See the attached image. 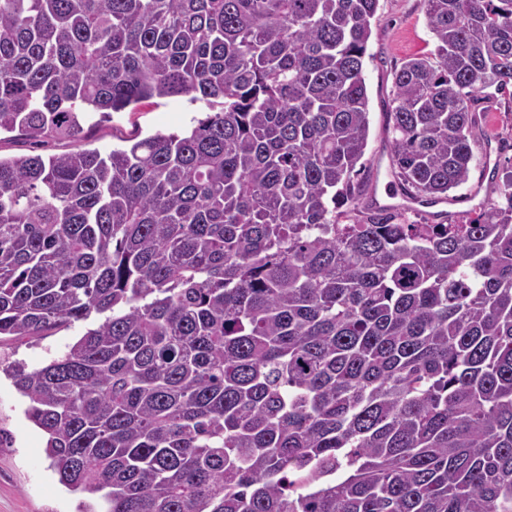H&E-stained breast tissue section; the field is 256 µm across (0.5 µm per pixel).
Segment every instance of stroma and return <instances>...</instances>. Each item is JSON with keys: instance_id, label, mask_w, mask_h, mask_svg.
Returning <instances> with one entry per match:
<instances>
[{"instance_id": "obj_1", "label": "stroma", "mask_w": 512, "mask_h": 512, "mask_svg": "<svg viewBox=\"0 0 512 512\" xmlns=\"http://www.w3.org/2000/svg\"><path fill=\"white\" fill-rule=\"evenodd\" d=\"M424 0H379L369 42L370 57L364 65L370 109V137L365 150L364 169L354 183L361 191L360 203L368 206H403L396 194V179L390 166V143L385 132L386 114L392 107L393 72L408 58L431 49ZM479 124L473 131L476 161L464 197L437 205H415L410 220L439 223L440 213L449 221L461 220L478 204L500 199L490 165L499 172L512 170V99L497 97L477 103ZM206 116L202 102L178 96L159 100L136 112H121L106 121L90 120L80 139L48 138L34 144L18 132L0 134V155L20 158L43 156L82 149L108 153L122 147L124 138L146 137L158 132L177 133ZM87 323L78 322L51 336L23 341L0 342V512H77L80 494L59 483L45 453L46 437L27 418L26 398L16 391L8 371L16 363L33 369L61 354L86 332Z\"/></svg>"}]
</instances>
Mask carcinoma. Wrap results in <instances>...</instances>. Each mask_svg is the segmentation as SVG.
<instances>
[{
  "instance_id": "carcinoma-1",
  "label": "carcinoma",
  "mask_w": 512,
  "mask_h": 512,
  "mask_svg": "<svg viewBox=\"0 0 512 512\" xmlns=\"http://www.w3.org/2000/svg\"><path fill=\"white\" fill-rule=\"evenodd\" d=\"M379 0H0V132L188 96L183 134L0 158V341L60 484L102 512H512V173L456 224L359 208ZM401 188L468 183L512 0H426Z\"/></svg>"
}]
</instances>
